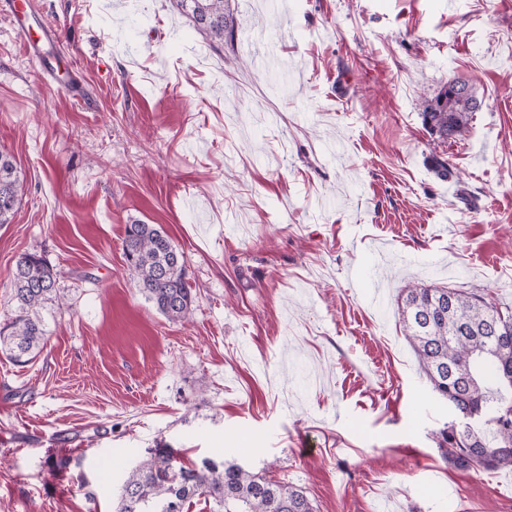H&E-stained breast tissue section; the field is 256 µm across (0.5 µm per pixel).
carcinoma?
Listing matches in <instances>:
<instances>
[{
	"instance_id": "obj_1",
	"label": "carcinoma",
	"mask_w": 512,
	"mask_h": 512,
	"mask_svg": "<svg viewBox=\"0 0 512 512\" xmlns=\"http://www.w3.org/2000/svg\"><path fill=\"white\" fill-rule=\"evenodd\" d=\"M212 46L232 41L226 32L225 0H174ZM460 94L448 86L423 101L424 126L442 139L469 131L479 102L461 80ZM22 183L13 158L0 151V224L11 222ZM129 268L146 298L166 317H188L193 296L185 261L171 238L154 224L126 225L123 245ZM58 271L43 255L23 253L12 271L14 316L0 327V352L26 364L47 341L41 310L57 299ZM419 365L433 388L460 412H486L484 426L455 425L440 433L446 458L463 470H512V309L487 295L458 288L406 289L400 310ZM204 498L209 512H315L304 492L283 481L224 460L204 458L185 466L180 450L162 446L128 475L116 512H184L194 498Z\"/></svg>"
}]
</instances>
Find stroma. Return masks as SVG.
Here are the masks:
<instances>
[{
    "label": "stroma",
    "mask_w": 512,
    "mask_h": 512,
    "mask_svg": "<svg viewBox=\"0 0 512 512\" xmlns=\"http://www.w3.org/2000/svg\"><path fill=\"white\" fill-rule=\"evenodd\" d=\"M18 2L61 46L45 82L0 16V323L25 252L63 304L36 360L0 354V512H114L160 444L315 512H512V471L443 457L399 312L418 284L512 306V0H226L220 55L173 0ZM453 79L480 106L444 140L422 102ZM136 221L183 252L188 320L139 290ZM22 182L18 175L13 158L0 151V224L11 222L22 190Z\"/></svg>",
    "instance_id": "35a3bbf8"
}]
</instances>
